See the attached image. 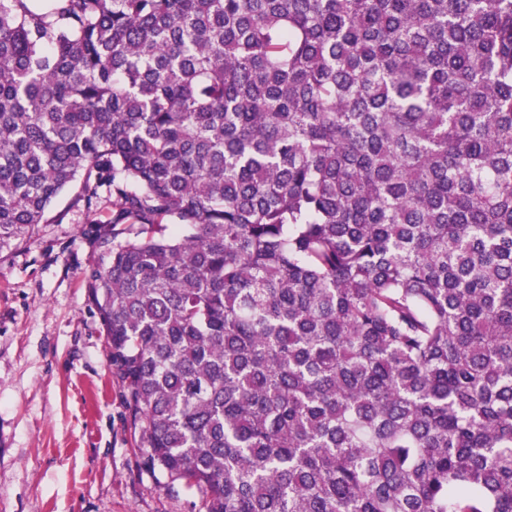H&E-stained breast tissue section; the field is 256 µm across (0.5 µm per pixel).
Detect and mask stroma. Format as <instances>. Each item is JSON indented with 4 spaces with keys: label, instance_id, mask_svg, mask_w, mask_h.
Instances as JSON below:
<instances>
[{
    "label": "stroma",
    "instance_id": "stroma-1",
    "mask_svg": "<svg viewBox=\"0 0 512 512\" xmlns=\"http://www.w3.org/2000/svg\"><path fill=\"white\" fill-rule=\"evenodd\" d=\"M87 228L69 190L0 252V512H203L197 490L137 464L85 288Z\"/></svg>",
    "mask_w": 512,
    "mask_h": 512
}]
</instances>
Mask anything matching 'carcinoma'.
I'll use <instances>...</instances> for the list:
<instances>
[{
  "label": "carcinoma",
  "instance_id": "obj_1",
  "mask_svg": "<svg viewBox=\"0 0 512 512\" xmlns=\"http://www.w3.org/2000/svg\"><path fill=\"white\" fill-rule=\"evenodd\" d=\"M103 186L148 231L86 232L141 468L512 512V0H0V251Z\"/></svg>",
  "mask_w": 512,
  "mask_h": 512
}]
</instances>
